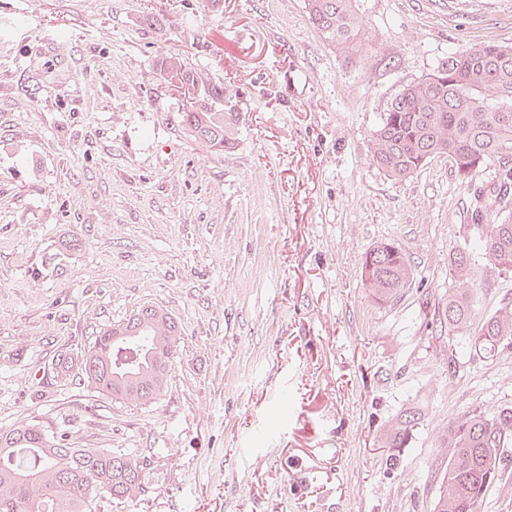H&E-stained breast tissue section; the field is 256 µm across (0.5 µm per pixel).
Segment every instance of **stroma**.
Here are the masks:
<instances>
[{
    "label": "stroma",
    "instance_id": "1",
    "mask_svg": "<svg viewBox=\"0 0 512 512\" xmlns=\"http://www.w3.org/2000/svg\"><path fill=\"white\" fill-rule=\"evenodd\" d=\"M359 7L344 53L307 0H0V428L147 459L139 501L98 512H434L449 419L512 403V347L449 366L434 316L469 185L442 157L402 181L371 160L405 85L512 43V0ZM171 57L228 89L233 148L181 129ZM383 242L414 269L388 303L361 277ZM475 269L481 315L512 301ZM147 303L181 327L159 399L53 376Z\"/></svg>",
    "mask_w": 512,
    "mask_h": 512
}]
</instances>
